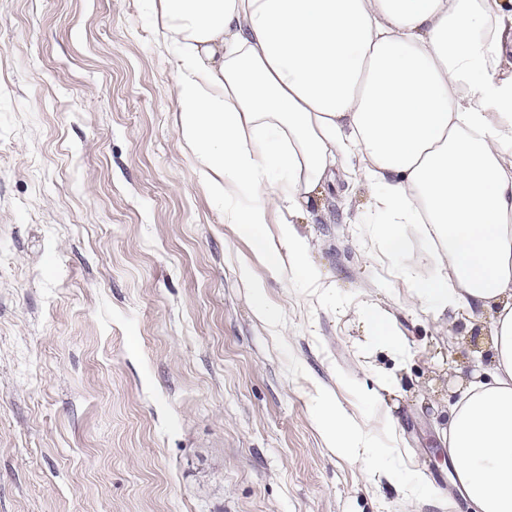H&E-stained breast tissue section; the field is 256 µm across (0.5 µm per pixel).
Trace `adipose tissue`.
<instances>
[{
  "instance_id": "ef3b65f1",
  "label": "adipose tissue",
  "mask_w": 512,
  "mask_h": 512,
  "mask_svg": "<svg viewBox=\"0 0 512 512\" xmlns=\"http://www.w3.org/2000/svg\"><path fill=\"white\" fill-rule=\"evenodd\" d=\"M156 12L179 134L270 277L319 283L290 218L354 160L372 243L395 259L418 235L442 269L396 267L409 303L487 322L489 365L448 410V454L471 512H512V0H158ZM273 211L289 214L276 241L261 232ZM357 315L367 348L406 358L389 315L370 303ZM316 418L341 455L395 480L373 427L326 393Z\"/></svg>"
}]
</instances>
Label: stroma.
I'll return each instance as SVG.
<instances>
[{"mask_svg":"<svg viewBox=\"0 0 512 512\" xmlns=\"http://www.w3.org/2000/svg\"><path fill=\"white\" fill-rule=\"evenodd\" d=\"M159 24L149 0H0V512H468L445 458L466 317L411 308L361 181L294 220L329 291L270 278L179 135ZM367 301L404 361L364 350ZM378 370L397 484L315 422L326 389L372 416Z\"/></svg>","mask_w":512,"mask_h":512,"instance_id":"35a3bbf8","label":"stroma"}]
</instances>
